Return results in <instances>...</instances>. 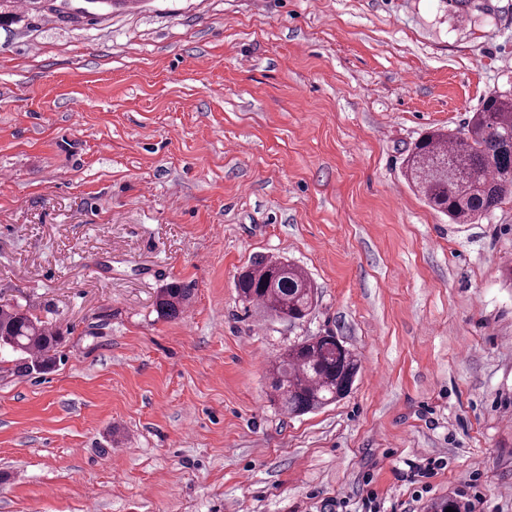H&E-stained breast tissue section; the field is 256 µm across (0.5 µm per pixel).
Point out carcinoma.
I'll return each mask as SVG.
<instances>
[{
	"instance_id": "cac0c4a2",
	"label": "carcinoma",
	"mask_w": 512,
	"mask_h": 512,
	"mask_svg": "<svg viewBox=\"0 0 512 512\" xmlns=\"http://www.w3.org/2000/svg\"><path fill=\"white\" fill-rule=\"evenodd\" d=\"M433 209L457 224L492 213L512 195V94L493 92L466 127L437 131L419 140L404 172ZM240 298L270 316L290 322L305 320L316 305V288L308 275L286 261L260 258L239 275ZM190 290L173 281L160 288L157 313L176 317ZM63 339L19 304L0 305V346L22 354L18 369L42 370L51 359L34 358L55 350ZM359 371L357 356L332 335L313 336L287 347L270 366L273 400L291 416H299L344 398Z\"/></svg>"
}]
</instances>
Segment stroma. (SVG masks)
<instances>
[{
    "label": "stroma",
    "instance_id": "35a3bbf8",
    "mask_svg": "<svg viewBox=\"0 0 512 512\" xmlns=\"http://www.w3.org/2000/svg\"><path fill=\"white\" fill-rule=\"evenodd\" d=\"M480 2L16 8L0 301L68 335L42 373L0 350V512H512V198L456 224L404 178L512 87V0ZM261 257L311 276L306 320L238 297ZM328 333L361 371L290 417L268 366ZM190 295L189 288L173 281L160 288L155 301L157 313L164 317H176L183 312Z\"/></svg>",
    "mask_w": 512,
    "mask_h": 512
}]
</instances>
